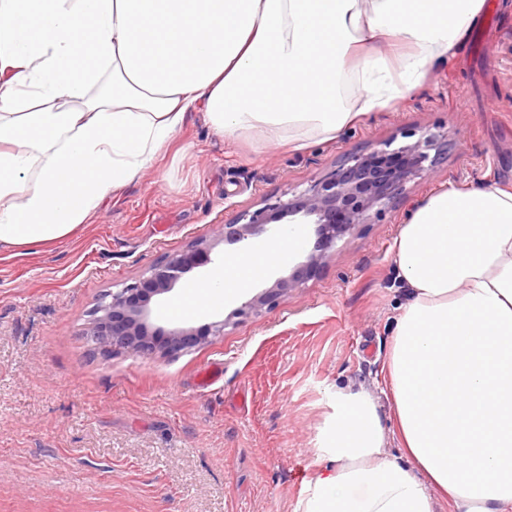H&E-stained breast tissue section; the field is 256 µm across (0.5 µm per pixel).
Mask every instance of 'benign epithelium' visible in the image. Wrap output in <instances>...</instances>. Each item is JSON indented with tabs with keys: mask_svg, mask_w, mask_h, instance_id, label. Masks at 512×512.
Instances as JSON below:
<instances>
[{
	"mask_svg": "<svg viewBox=\"0 0 512 512\" xmlns=\"http://www.w3.org/2000/svg\"><path fill=\"white\" fill-rule=\"evenodd\" d=\"M400 136L415 141L396 147L394 136L367 152L348 153L334 169L313 178L303 189L290 188L288 196L265 198L240 211L229 224L211 225L186 250L163 257L105 294L89 327L97 349L107 355L124 352L145 359L174 355L205 344L211 336L224 335L226 328L259 316L264 308L301 287L333 257L339 239L395 211L405 197L407 183L433 173L445 136L429 128ZM285 224L314 225L316 242L305 262L203 329L158 324L156 309L163 296L186 274L215 264L212 253L218 245L246 243L263 233L276 236Z\"/></svg>",
	"mask_w": 512,
	"mask_h": 512,
	"instance_id": "benign-epithelium-1",
	"label": "benign epithelium"
}]
</instances>
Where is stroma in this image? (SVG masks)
I'll use <instances>...</instances> for the list:
<instances>
[{"label": "stroma", "instance_id": "1", "mask_svg": "<svg viewBox=\"0 0 512 512\" xmlns=\"http://www.w3.org/2000/svg\"><path fill=\"white\" fill-rule=\"evenodd\" d=\"M485 13L446 66L335 140L230 144L199 106L90 223L50 246L0 248V512H295L336 390L364 385L389 409L405 214L441 188L512 186V0ZM425 127L448 136L433 176L261 316L162 359L95 352L87 329L104 294L344 154Z\"/></svg>", "mask_w": 512, "mask_h": 512}]
</instances>
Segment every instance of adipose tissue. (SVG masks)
Instances as JSON below:
<instances>
[{
	"mask_svg": "<svg viewBox=\"0 0 512 512\" xmlns=\"http://www.w3.org/2000/svg\"><path fill=\"white\" fill-rule=\"evenodd\" d=\"M483 5L0 0V248L67 238L200 104L230 142L334 139L446 64ZM107 79L111 93H96ZM301 242L295 231L226 255L176 297L179 315L234 301ZM393 254L408 290L385 364L395 428L366 390L337 389L295 512H434L439 498L448 512H512V189L433 193ZM392 440L403 459L387 455Z\"/></svg>",
	"mask_w": 512,
	"mask_h": 512,
	"instance_id": "1",
	"label": "adipose tissue"
}]
</instances>
